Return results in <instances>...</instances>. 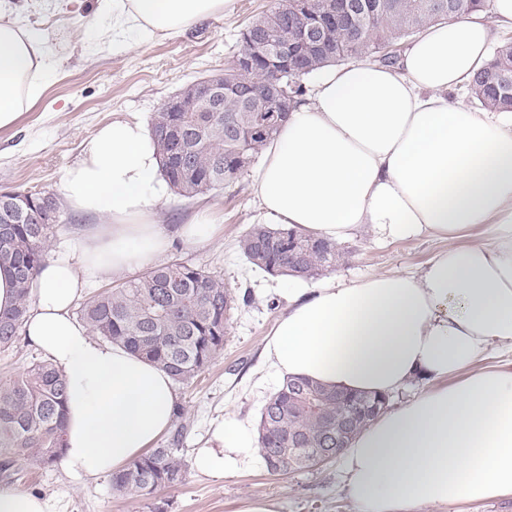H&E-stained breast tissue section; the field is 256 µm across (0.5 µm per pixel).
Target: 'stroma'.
I'll return each mask as SVG.
<instances>
[{"mask_svg":"<svg viewBox=\"0 0 512 512\" xmlns=\"http://www.w3.org/2000/svg\"><path fill=\"white\" fill-rule=\"evenodd\" d=\"M24 24L47 32L59 62L43 99L18 122L0 129V191L56 192L65 170L81 156L84 144L116 118L150 124L154 113L182 87L221 70L237 50L238 34L277 0H234L224 15L203 21L176 37L142 46L109 41L93 44L73 24L88 16L96 0H62L44 9L41 0H12ZM251 172L224 186L185 199L167 192L159 221L177 231L204 204L224 214L212 240L198 246L175 242L159 264L191 263L223 276L237 304L231 314L224 351L195 382L178 389L188 429L182 446L187 458L203 447L211 423L228 413L259 419L264 405L256 395L255 371L266 338L288 303L295 282L252 267L237 242L254 212ZM345 247L346 263L334 275L348 283L369 273L412 272L441 249L442 243L422 236L378 244L371 231L356 234ZM340 460L287 475L266 468L216 479L189 469L185 482L161 490L150 499L114 494L110 477L74 484L61 465L32 470L18 465L10 479L16 488L48 498L55 512H239L243 502L265 497L276 512H356L340 480Z\"/></svg>","mask_w":512,"mask_h":512,"instance_id":"1","label":"stroma"}]
</instances>
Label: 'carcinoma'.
I'll return each mask as SVG.
<instances>
[{
  "instance_id": "obj_1",
  "label": "carcinoma",
  "mask_w": 512,
  "mask_h": 512,
  "mask_svg": "<svg viewBox=\"0 0 512 512\" xmlns=\"http://www.w3.org/2000/svg\"><path fill=\"white\" fill-rule=\"evenodd\" d=\"M381 10L357 29L336 27L324 33L321 51L298 59L277 77L261 62L240 76L229 62L220 73L224 81L239 79L259 93L276 81L293 101L303 93L302 81L326 63L369 57L393 66L399 53L393 48L434 22L465 16L487 0H376ZM271 37L286 36L284 17L272 9L246 25L237 54H242L255 29ZM469 98L496 112H512V40L493 52L489 63L468 84ZM180 112H157L151 133L160 157L161 172L174 192L193 198L224 186L261 154L283 120L273 101L261 112L228 96L222 112H195L190 99ZM0 202V215L10 214L14 201L25 199L28 210L13 223H0V265L14 270L16 305L0 314V347L17 339L31 305L30 282L48 258L47 242L59 224H41L28 215L53 202L46 191H13ZM238 249L253 267L272 276L315 279L341 265L346 252L328 240L298 234L286 224L274 228L252 224L238 240ZM234 306L230 289L220 276L192 264L173 261L152 267L137 278L91 296L79 309L91 332L112 344H121L170 374L179 386H188L221 354ZM66 384L52 364L34 362L14 375L0 377V472L23 462L32 468L57 464L62 455ZM389 399L343 394L306 378H288L262 407L258 440L267 468L286 474L309 468L308 459L323 448L336 447V423L350 419L341 448L358 435ZM178 420L172 442L162 444L112 474V491L128 498L149 499L159 490L183 483L187 474L180 440L187 429L184 409L175 407Z\"/></svg>"
}]
</instances>
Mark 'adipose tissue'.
I'll return each mask as SVG.
<instances>
[{"mask_svg":"<svg viewBox=\"0 0 512 512\" xmlns=\"http://www.w3.org/2000/svg\"><path fill=\"white\" fill-rule=\"evenodd\" d=\"M233 0H97L86 33L137 45L179 35ZM512 30V0L487 16L427 26L396 66L367 59L316 71L253 176L256 224H285L343 244L364 226L387 239L444 241L416 272L328 278L288 291L266 340L262 381L306 377L348 392L428 386L385 411L342 455L357 512H453L512 496V113L450 98ZM57 59L44 33L0 0V129L44 97ZM153 137L117 118L100 127L58 188L83 217L31 285L24 339L67 381L62 466L77 482L122 469L172 425L173 379L98 340L73 306L101 277L125 276L174 239L207 242L224 216L207 208L169 233L158 221L167 184ZM480 232L476 243L462 238ZM262 459L250 418L212 424L195 465L224 478Z\"/></svg>","mask_w":512,"mask_h":512,"instance_id":"ef3b65f1","label":"adipose tissue"}]
</instances>
